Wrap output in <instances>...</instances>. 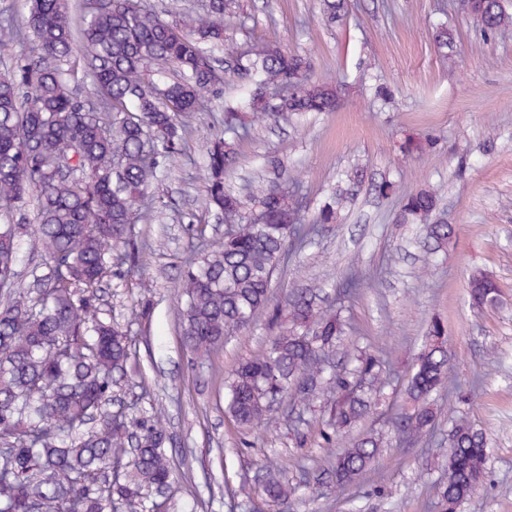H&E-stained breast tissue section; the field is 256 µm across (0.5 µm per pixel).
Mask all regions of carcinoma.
Here are the masks:
<instances>
[{
    "mask_svg": "<svg viewBox=\"0 0 512 512\" xmlns=\"http://www.w3.org/2000/svg\"><path fill=\"white\" fill-rule=\"evenodd\" d=\"M484 32L512 25L503 0H468ZM349 0H323L327 22L343 20ZM237 25L232 0H206L175 21L144 0H106L96 11L79 3V18L65 0H32L13 39L27 46L17 76L0 77V512H169L149 489L172 480L164 451L168 422L162 413L128 418L112 413L114 375L131 365L125 331L101 316L98 292L114 268L131 264L135 226L156 218L145 197L159 182L161 163L178 153L187 118L208 108L220 88L211 51ZM311 62L274 44L230 53L224 73L238 81L239 98L224 105V131L207 148L206 211L224 219V236L199 230L197 251L185 261L181 288L186 308L181 341L196 359L210 361L224 341L268 311L266 351L243 360L227 384L225 411L241 427L260 424L273 401L292 396L309 406L331 393L325 425L349 444L312 478L342 493L374 465L384 447L375 430L356 432L373 397L390 383L385 359L357 345L345 347L343 372L325 365L350 328L345 301L366 280L350 269L333 301L316 288H291L271 303L273 278L289 253L313 243L324 224H336L362 181L354 172L337 182L310 223L301 215L302 183L271 158L249 210L226 191L224 175L238 159L251 125L241 111L263 120L302 112H335L345 90L312 81ZM90 79L96 99L87 108L77 85ZM37 200L35 223L21 214ZM438 194L410 195L397 223L420 224L427 250L447 248L455 227L433 221ZM28 231L50 246L35 288L13 281L18 234ZM475 308L495 304L499 286L477 272L468 283ZM453 387L443 324L429 325L393 417L412 443L436 426L433 397ZM491 451L487 434L448 417L445 479L431 487L438 512H457L483 484ZM295 487L271 473L260 488L238 487L281 508Z\"/></svg>",
    "mask_w": 512,
    "mask_h": 512,
    "instance_id": "1",
    "label": "carcinoma"
}]
</instances>
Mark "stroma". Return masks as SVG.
<instances>
[{"mask_svg": "<svg viewBox=\"0 0 512 512\" xmlns=\"http://www.w3.org/2000/svg\"><path fill=\"white\" fill-rule=\"evenodd\" d=\"M30 0H0V71L16 70L26 52L11 38ZM321 0H236L241 27L224 44L272 43L303 55L315 81L348 85L344 106L293 121L252 126L238 146V164L226 177L242 194L261 178L265 155L283 159L301 179L307 215L324 203L341 174L362 169L365 181L340 223L321 235L273 280L272 298L289 288H341L350 265L382 271L349 304V339L383 350L395 375L364 429L391 431L399 388L410 376L432 319L447 329L450 375L459 388L435 405L439 431L449 415L467 417L491 438L480 490L459 512H512V29L485 35L459 0H350L348 16L327 23ZM448 25L457 51L438 52L435 33ZM225 84L207 112L192 119L193 133L170 165L155 196L167 205L160 222L144 227L150 241L133 273L111 280L104 301L128 334L138 360L112 388L113 410L165 413L172 437L167 454L175 470L171 512H271L261 499L235 492L269 470L282 471L299 490L290 512H433L429 489L445 461L424 445L390 439L376 464L349 491L304 487L305 468L321 466L345 446L323 440L319 408L295 427L287 410L244 430L224 414V381L246 358L260 354L270 332L266 312L198 362L180 340V264L196 242L191 219L200 214L209 172L205 148L224 117ZM408 136H428L430 150L404 156ZM396 185L379 195L382 181ZM439 190L440 208L456 234L447 251L427 254L413 226L396 223L405 195ZM202 214V213H201ZM483 271L501 288L498 304L470 306L467 283ZM155 303L149 327L132 321L140 294Z\"/></svg>", "mask_w": 512, "mask_h": 512, "instance_id": "obj_1", "label": "stroma"}]
</instances>
